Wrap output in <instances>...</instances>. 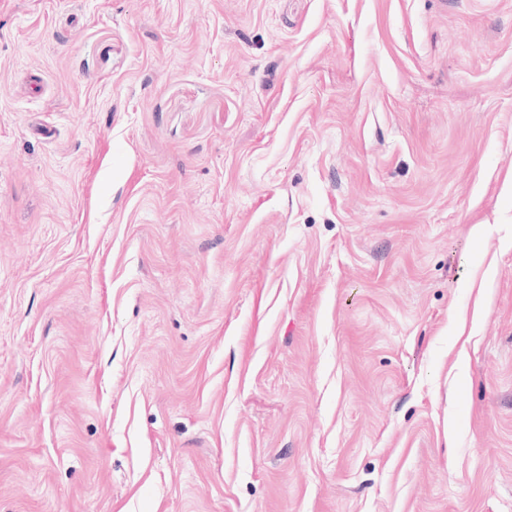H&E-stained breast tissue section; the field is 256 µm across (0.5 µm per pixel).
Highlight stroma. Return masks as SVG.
<instances>
[{
	"label": "stroma",
	"instance_id": "1",
	"mask_svg": "<svg viewBox=\"0 0 512 512\" xmlns=\"http://www.w3.org/2000/svg\"><path fill=\"white\" fill-rule=\"evenodd\" d=\"M0 512H512V0H0Z\"/></svg>",
	"mask_w": 512,
	"mask_h": 512
}]
</instances>
